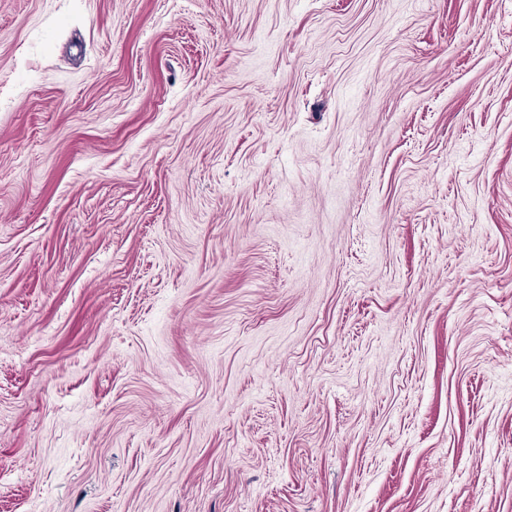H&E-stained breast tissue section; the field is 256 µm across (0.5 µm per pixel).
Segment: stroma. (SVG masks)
<instances>
[{
    "instance_id": "stroma-1",
    "label": "stroma",
    "mask_w": 512,
    "mask_h": 512,
    "mask_svg": "<svg viewBox=\"0 0 512 512\" xmlns=\"http://www.w3.org/2000/svg\"><path fill=\"white\" fill-rule=\"evenodd\" d=\"M0 512H512V0H0Z\"/></svg>"
}]
</instances>
